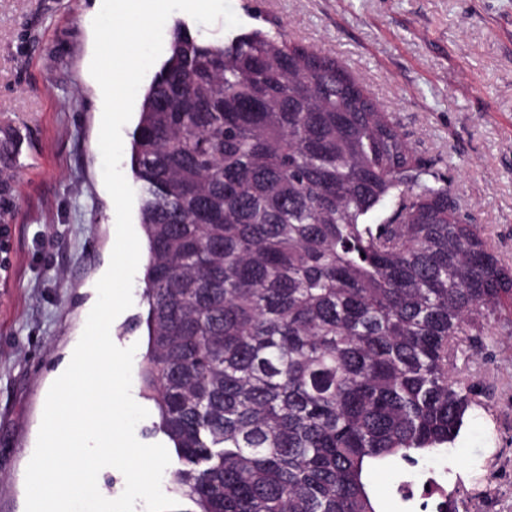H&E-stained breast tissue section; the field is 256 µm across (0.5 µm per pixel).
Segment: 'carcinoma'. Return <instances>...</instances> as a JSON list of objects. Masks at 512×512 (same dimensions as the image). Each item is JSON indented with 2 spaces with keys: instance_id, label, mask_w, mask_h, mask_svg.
<instances>
[{
  "instance_id": "1",
  "label": "carcinoma",
  "mask_w": 512,
  "mask_h": 512,
  "mask_svg": "<svg viewBox=\"0 0 512 512\" xmlns=\"http://www.w3.org/2000/svg\"><path fill=\"white\" fill-rule=\"evenodd\" d=\"M130 170L141 393L186 512H379L369 469L448 452L482 405L457 360L512 336V265L362 80L179 22Z\"/></svg>"
}]
</instances>
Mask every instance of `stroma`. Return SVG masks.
Returning a JSON list of instances; mask_svg holds the SVG:
<instances>
[{"instance_id": "stroma-1", "label": "stroma", "mask_w": 512, "mask_h": 512, "mask_svg": "<svg viewBox=\"0 0 512 512\" xmlns=\"http://www.w3.org/2000/svg\"><path fill=\"white\" fill-rule=\"evenodd\" d=\"M96 0H0V512H25V471L48 390L97 299L115 242L89 67ZM239 32L275 30L363 79L413 145L442 158L465 210L512 263V0H231ZM141 280L113 322L145 345ZM481 394L432 476L457 512H512V337L460 358ZM368 479L389 512H422V487Z\"/></svg>"}]
</instances>
